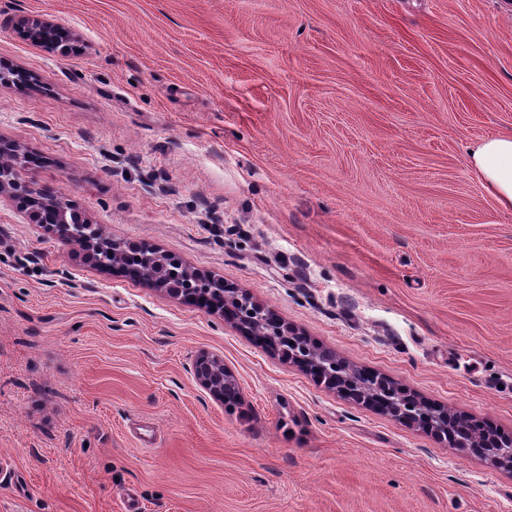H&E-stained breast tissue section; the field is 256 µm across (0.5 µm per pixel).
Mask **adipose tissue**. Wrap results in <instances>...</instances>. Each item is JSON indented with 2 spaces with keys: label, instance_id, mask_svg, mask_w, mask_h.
Wrapping results in <instances>:
<instances>
[{
  "label": "adipose tissue",
  "instance_id": "adipose-tissue-1",
  "mask_svg": "<svg viewBox=\"0 0 512 512\" xmlns=\"http://www.w3.org/2000/svg\"><path fill=\"white\" fill-rule=\"evenodd\" d=\"M469 167L498 207L512 212V128L476 142Z\"/></svg>",
  "mask_w": 512,
  "mask_h": 512
}]
</instances>
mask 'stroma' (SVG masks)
Here are the masks:
<instances>
[{
	"label": "stroma",
	"instance_id": "35a3bbf8",
	"mask_svg": "<svg viewBox=\"0 0 512 512\" xmlns=\"http://www.w3.org/2000/svg\"><path fill=\"white\" fill-rule=\"evenodd\" d=\"M33 14L74 50L31 45ZM509 127L512 0H0V137L30 180L512 437V213L467 154ZM0 512H512V471L2 200ZM194 368L197 381L214 399L230 406L237 403L236 390H231L224 401V386H237L233 374L222 360L203 352L197 356Z\"/></svg>",
	"mask_w": 512,
	"mask_h": 512
}]
</instances>
